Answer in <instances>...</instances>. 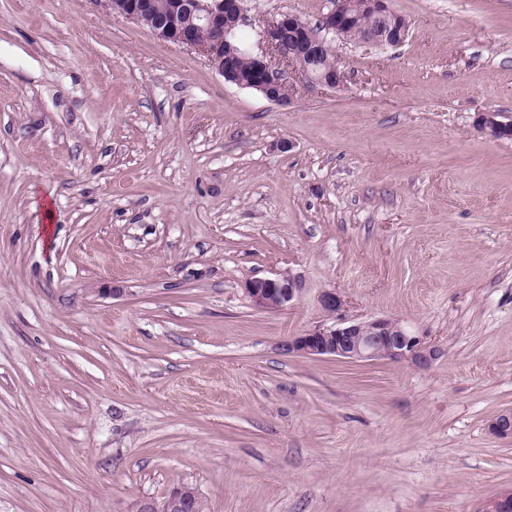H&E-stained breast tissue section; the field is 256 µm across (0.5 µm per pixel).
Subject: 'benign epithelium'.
<instances>
[{
    "label": "benign epithelium",
    "mask_w": 512,
    "mask_h": 512,
    "mask_svg": "<svg viewBox=\"0 0 512 512\" xmlns=\"http://www.w3.org/2000/svg\"><path fill=\"white\" fill-rule=\"evenodd\" d=\"M108 9L137 24L148 26L160 40L198 51L206 57L224 81L239 85L238 60L250 61L253 77L247 87L266 99L289 104L293 90L284 78V69L298 70L309 86L336 89L344 76L335 63L319 67L316 60L329 47L328 37H343L355 20L370 16L383 27L365 33L364 43L395 47L405 38L408 22L391 7V0H332V7L319 20L317 29L295 14H280L263 20L264 51H242L228 38L232 29L245 20V0H171L161 12L158 0H103ZM478 129L492 139L512 137V121L501 120L498 112L478 117ZM303 281L282 272L272 277L253 278L246 283L252 306L260 311H276L297 301ZM322 309L334 314L343 306L336 290L319 295ZM284 348L290 354L336 357L354 362L390 360L428 367L441 353L428 337L396 318L342 321L310 330L288 339ZM496 437L512 441V411H505L488 424ZM200 494L192 486H182L169 495L162 506L142 501L137 512H197ZM482 512H512V494H500L488 501Z\"/></svg>",
    "instance_id": "obj_1"
}]
</instances>
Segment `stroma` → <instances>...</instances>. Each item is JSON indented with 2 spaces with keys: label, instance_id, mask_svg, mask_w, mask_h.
I'll list each match as a JSON object with an SVG mask.
<instances>
[{
  "label": "stroma",
  "instance_id": "obj_1",
  "mask_svg": "<svg viewBox=\"0 0 512 512\" xmlns=\"http://www.w3.org/2000/svg\"><path fill=\"white\" fill-rule=\"evenodd\" d=\"M336 89L225 82L102 0H0V512H481L512 489V0H391ZM330 0H249L316 22ZM305 291L256 310L247 280ZM336 290L338 315L318 296ZM403 319L426 368L285 351ZM477 127L492 139L512 137V121L501 120V115L497 112H484L479 115ZM200 494L195 487L182 486L169 495L162 506L151 501H141L137 512H197V502Z\"/></svg>",
  "mask_w": 512,
  "mask_h": 512
}]
</instances>
